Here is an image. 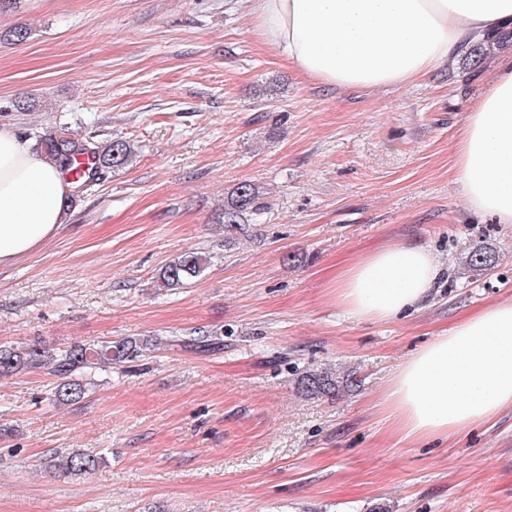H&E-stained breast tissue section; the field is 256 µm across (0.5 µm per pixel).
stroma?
<instances>
[{
  "label": "stroma",
  "instance_id": "35a3bbf8",
  "mask_svg": "<svg viewBox=\"0 0 512 512\" xmlns=\"http://www.w3.org/2000/svg\"><path fill=\"white\" fill-rule=\"evenodd\" d=\"M17 0L0 10V123L133 143L51 241L0 267V344L150 336L134 367L54 405L48 368L0 378V512H512V410L445 440L403 438L395 370L479 308L512 301V224L474 214L454 172L468 113L512 46L374 91L306 79L255 33L245 0ZM25 28L16 41L10 30ZM247 182L267 213L225 240ZM424 245L431 298L389 322L348 316L332 276ZM491 248L476 275L461 259ZM211 264L187 287L158 270ZM223 331L221 350L181 339ZM350 378L310 398L299 374ZM102 452L91 474L46 460ZM210 254L186 250L161 267L156 276L157 288H184L200 278L209 268Z\"/></svg>",
  "mask_w": 512,
  "mask_h": 512
}]
</instances>
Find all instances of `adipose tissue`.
<instances>
[{
	"label": "adipose tissue",
	"mask_w": 512,
	"mask_h": 512,
	"mask_svg": "<svg viewBox=\"0 0 512 512\" xmlns=\"http://www.w3.org/2000/svg\"><path fill=\"white\" fill-rule=\"evenodd\" d=\"M262 44L301 76L337 87L388 88L423 79L487 35L512 27V0H249ZM469 206L512 224V60L485 86L455 143ZM69 185L15 128L0 126V266L52 239L68 220ZM441 270L421 246L384 247L331 282L350 316L389 321L417 308ZM396 429L439 440L512 408V301L460 319L392 376Z\"/></svg>",
	"instance_id": "1"
}]
</instances>
